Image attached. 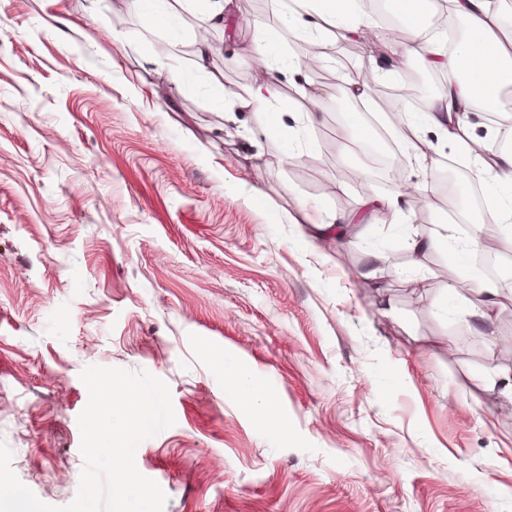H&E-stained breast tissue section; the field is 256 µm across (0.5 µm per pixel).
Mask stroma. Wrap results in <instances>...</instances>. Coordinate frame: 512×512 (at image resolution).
Returning <instances> with one entry per match:
<instances>
[{"mask_svg":"<svg viewBox=\"0 0 512 512\" xmlns=\"http://www.w3.org/2000/svg\"><path fill=\"white\" fill-rule=\"evenodd\" d=\"M253 3L226 0L201 69L196 10L162 28L129 0H0V441L15 474L47 504L74 500L80 373L101 365L170 388L175 424L135 455L163 512H512V421L487 386L512 372V302L470 349L443 288L474 275L472 256L417 270L404 248L468 200L428 169L452 146L423 131L420 158L398 142L419 191L392 222L390 187L340 139L382 108L336 94L377 39L326 40L315 127L285 72L292 111L267 134L270 107L233 97L259 79ZM366 202L367 233L337 236L332 215Z\"/></svg>","mask_w":512,"mask_h":512,"instance_id":"obj_1","label":"stroma"}]
</instances>
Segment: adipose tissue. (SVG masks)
Returning <instances> with one entry per match:
<instances>
[{
  "label": "adipose tissue",
  "mask_w": 512,
  "mask_h": 512,
  "mask_svg": "<svg viewBox=\"0 0 512 512\" xmlns=\"http://www.w3.org/2000/svg\"><path fill=\"white\" fill-rule=\"evenodd\" d=\"M293 2V7L282 13L281 22L302 38L321 36L333 29L339 37L347 39L381 26L378 15L355 8L354 0ZM447 3L451 14L466 27L464 37L453 49L439 47L430 23L407 11L403 17L408 38L387 41V54L381 60L371 61L367 69L378 79L387 69L418 59L428 68L448 74L447 83L431 97L424 112L388 119V129L392 136L399 137L407 128L417 133L429 128L449 142L458 154L474 157L475 176L483 180L494 201L489 215L494 223L508 227L497 245L511 251L512 149L481 144L474 135L469 116L474 112L501 113L504 92L512 88V23L504 21V12L512 0H447ZM250 59L261 80L242 96V103L247 105L269 103L283 68L297 73L304 69L301 61L288 56L282 44L264 38L257 41ZM457 245L463 253L472 254L481 250L484 243L478 232H465L446 224L433 236L409 238L406 250L414 266L419 267L432 252L450 251ZM461 289L469 295L463 309L464 322L479 332L487 328L495 309L504 300H512V283L467 278L446 287L450 294Z\"/></svg>",
  "instance_id": "adipose-tissue-1"
}]
</instances>
